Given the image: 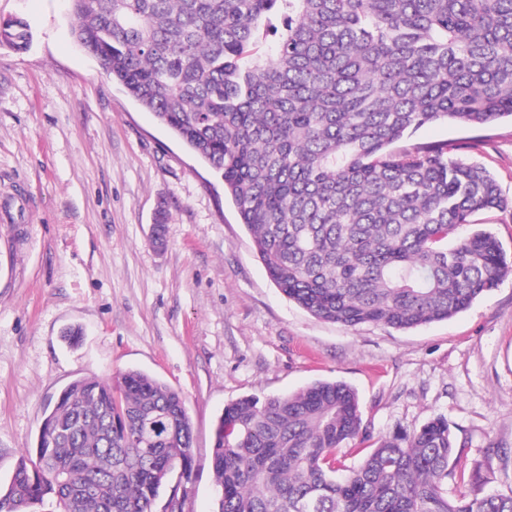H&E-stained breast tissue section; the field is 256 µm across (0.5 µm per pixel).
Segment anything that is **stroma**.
I'll return each instance as SVG.
<instances>
[{"mask_svg":"<svg viewBox=\"0 0 512 512\" xmlns=\"http://www.w3.org/2000/svg\"><path fill=\"white\" fill-rule=\"evenodd\" d=\"M27 22L0 46V484L80 377L138 369L180 391L193 426L185 512H213L214 427L247 395L337 380L373 436L445 417L449 497L512 493V273L451 320L401 331L323 322L266 275L224 184L73 39L69 0H0ZM508 204L473 215L512 264V121L437 122ZM166 213L164 245L153 224ZM1 20V26L7 21ZM0 26L1 41L4 38L16 51H25L29 48L32 35L27 24L23 21L15 19Z\"/></svg>","mask_w":512,"mask_h":512,"instance_id":"stroma-1","label":"stroma"}]
</instances>
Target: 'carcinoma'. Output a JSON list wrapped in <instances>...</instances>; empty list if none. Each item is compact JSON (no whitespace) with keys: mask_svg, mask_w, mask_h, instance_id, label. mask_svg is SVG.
<instances>
[{"mask_svg":"<svg viewBox=\"0 0 512 512\" xmlns=\"http://www.w3.org/2000/svg\"><path fill=\"white\" fill-rule=\"evenodd\" d=\"M102 72L224 183L281 293L323 321L409 330L448 320L512 271L474 227L507 205L426 124L512 118V0H70ZM16 51L27 24L0 27ZM271 45V52L261 45ZM0 489V512H147L171 463L193 472L181 394L128 370L80 378ZM356 467H336L354 440ZM442 417L372 440L357 392L318 381L245 396L214 429L215 512H512V494L449 498Z\"/></svg>","mask_w":512,"mask_h":512,"instance_id":"obj_1","label":"carcinoma"}]
</instances>
